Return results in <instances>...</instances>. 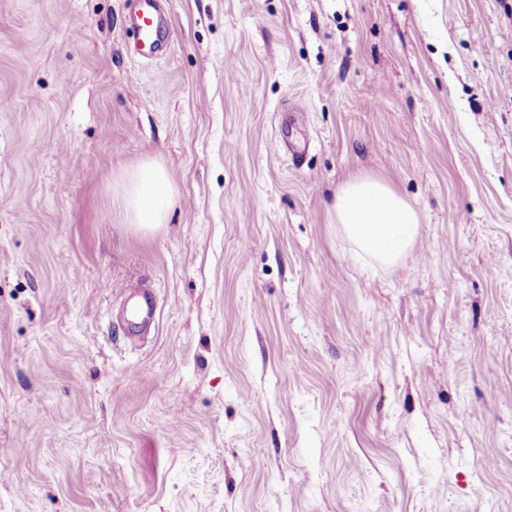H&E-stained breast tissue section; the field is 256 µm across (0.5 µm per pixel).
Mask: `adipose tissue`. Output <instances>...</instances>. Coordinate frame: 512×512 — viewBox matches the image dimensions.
<instances>
[{
  "instance_id": "adipose-tissue-1",
  "label": "adipose tissue",
  "mask_w": 512,
  "mask_h": 512,
  "mask_svg": "<svg viewBox=\"0 0 512 512\" xmlns=\"http://www.w3.org/2000/svg\"><path fill=\"white\" fill-rule=\"evenodd\" d=\"M127 223L153 232L166 224L176 193L165 168L146 160L121 176ZM330 220L364 254L386 266L400 265L419 232V215L385 180L360 177L340 187Z\"/></svg>"
}]
</instances>
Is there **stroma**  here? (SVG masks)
<instances>
[{
    "label": "stroma",
    "instance_id": "stroma-1",
    "mask_svg": "<svg viewBox=\"0 0 512 512\" xmlns=\"http://www.w3.org/2000/svg\"><path fill=\"white\" fill-rule=\"evenodd\" d=\"M127 5L0 0V512H512V0H162L158 58ZM121 185L126 224H133L143 232H154L167 224L176 193L160 163L145 160L126 170L121 176ZM330 223L364 254L380 264L399 266L419 232V215L385 180L360 177L340 187ZM126 298H136V305L142 323L150 326L155 314V301L152 294L141 291L137 286L126 285L121 289Z\"/></svg>",
    "mask_w": 512,
    "mask_h": 512
}]
</instances>
